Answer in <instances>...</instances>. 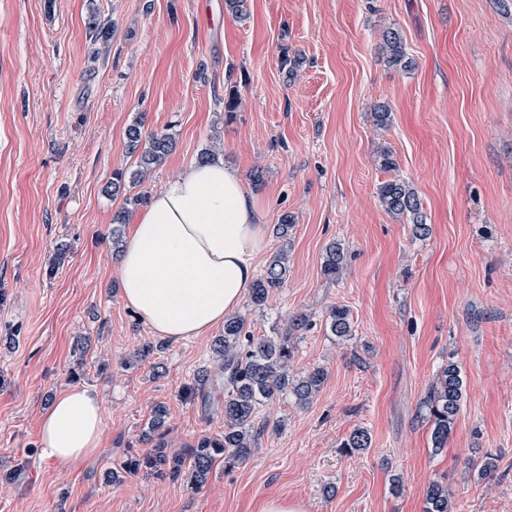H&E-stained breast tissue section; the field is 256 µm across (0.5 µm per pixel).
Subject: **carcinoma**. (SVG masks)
<instances>
[{"label": "carcinoma", "mask_w": 512, "mask_h": 512, "mask_svg": "<svg viewBox=\"0 0 512 512\" xmlns=\"http://www.w3.org/2000/svg\"><path fill=\"white\" fill-rule=\"evenodd\" d=\"M381 52L389 66L409 70L413 60L407 57L402 35L396 29L385 30L381 37ZM172 146L166 133L144 135L142 124L131 125L127 130V150L137 155L135 169L127 172L117 170L112 176L115 191L130 185H141L147 175L159 166ZM377 194L384 210L395 218L407 217L413 224L416 236L425 238L430 226L422 211V204L411 185L401 179L388 180L379 185ZM129 211L122 210L114 218L112 250L122 248V224L126 223ZM346 262L344 248L333 242L325 249L323 275L331 280L340 276ZM288 274V255L280 249L271 257L264 272L256 279L250 290L249 305L254 309L265 306L270 291L279 288ZM326 324L331 335L347 341L354 336L352 314L348 307L336 305L327 313ZM308 325L306 316L299 315L288 324L285 333L275 337L256 338L246 330V320L233 315L224 320V335L215 340L213 354L217 368H201L189 387L188 397L201 399L209 406V389L220 386L224 389V432L215 436H202L186 451V456L168 455L163 437L166 429V411L159 407L151 416L144 441H153V452L143 456L130 455L122 464L129 476L143 469H153L169 476L174 481H184L192 488L201 487L216 461L233 465L247 459L255 445L257 432L255 422L258 408L265 402L281 395L292 396L299 406L310 404L320 391L327 371L315 367L303 375L290 372L289 360L293 357L295 344L291 340L296 332ZM463 400V380L458 365L448 362L425 401L426 416L431 421V442L434 449L445 447L452 433L456 417ZM371 437L367 430L358 428L342 443L350 450L370 447ZM425 512H454L452 495L448 487L433 482L426 491Z\"/></svg>", "instance_id": "carcinoma-1"}]
</instances>
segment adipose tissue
Returning a JSON list of instances; mask_svg holds the SVG:
<instances>
[{"label":"adipose tissue","instance_id":"adipose-tissue-1","mask_svg":"<svg viewBox=\"0 0 512 512\" xmlns=\"http://www.w3.org/2000/svg\"><path fill=\"white\" fill-rule=\"evenodd\" d=\"M264 214L222 157L187 165L153 193L118 257L124 304L157 337L191 339L236 312L257 274ZM105 400L92 387L59 390L40 420L38 454L67 466L97 455Z\"/></svg>","mask_w":512,"mask_h":512}]
</instances>
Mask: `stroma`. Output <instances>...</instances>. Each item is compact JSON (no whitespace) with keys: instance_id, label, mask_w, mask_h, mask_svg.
<instances>
[{"instance_id":"35a3bbf8","label":"stroma","mask_w":512,"mask_h":512,"mask_svg":"<svg viewBox=\"0 0 512 512\" xmlns=\"http://www.w3.org/2000/svg\"><path fill=\"white\" fill-rule=\"evenodd\" d=\"M94 18L112 26L108 48ZM389 28L412 69L386 63ZM137 121L175 141L142 192L210 150L266 224L292 215L287 241L268 236L256 260L265 270L287 246L288 278L248 323L272 336L308 314L290 371H328L307 407H260L251 456L215 464L198 489L149 469L107 481L151 452L140 434L156 406L167 453L224 429L222 394L206 409L183 397L223 327L161 342L121 299L112 219L140 209L108 186L134 166ZM388 179L414 188L429 236L384 211ZM334 241L347 265L328 280ZM336 304L351 340L327 329ZM451 361L465 396L436 452L423 402ZM74 373L105 398V444L61 467L38 455L39 420ZM358 428L370 447L345 452ZM434 482L455 512H512V0H246L240 16L224 0H0V512H257L271 497L424 512ZM326 324L331 335L338 339L347 341L354 336L352 314L344 305H336L329 310Z\"/></svg>"}]
</instances>
